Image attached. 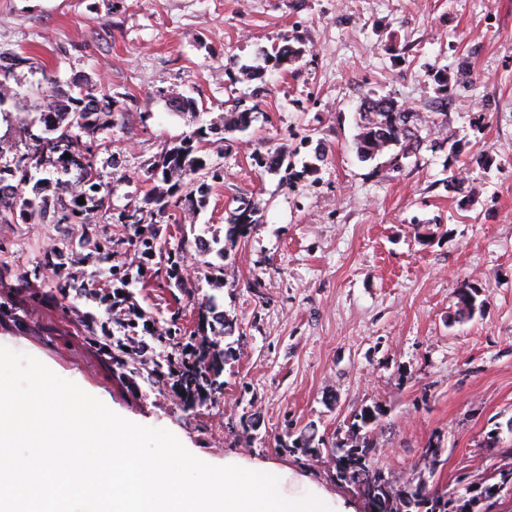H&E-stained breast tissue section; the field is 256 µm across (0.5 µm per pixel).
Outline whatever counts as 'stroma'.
Masks as SVG:
<instances>
[{"label": "stroma", "mask_w": 512, "mask_h": 512, "mask_svg": "<svg viewBox=\"0 0 512 512\" xmlns=\"http://www.w3.org/2000/svg\"><path fill=\"white\" fill-rule=\"evenodd\" d=\"M302 54L276 66L272 47ZM39 64L0 86V167L25 151L36 89L106 94L119 102L93 131L101 191L91 225L0 224V346L28 353L119 416L171 431L205 462L256 459L308 479L367 512L336 477V438L351 416L379 406L375 463L398 488L466 497L512 449V0H0V59ZM472 82L456 84L459 60ZM449 77L440 87L436 75ZM265 88L261 99L251 96ZM388 96L422 113L419 154L361 161V103ZM195 98L176 112L173 98ZM248 130L213 145L224 180L204 208L157 224L159 249H182L190 289L166 287L154 263L127 244L113 212L152 187L147 170L197 128L220 132L234 106ZM286 155L270 171L254 157ZM481 155L485 165L473 156ZM464 193L448 186L454 170ZM261 203L256 228L226 240L240 200ZM112 243L101 261L85 238ZM65 250L66 280L44 270ZM143 270L129 289L149 329L128 339L127 311L112 305L111 268ZM484 307L460 319L458 292ZM213 304L232 333L214 399L187 405L166 378L199 316ZM183 334L161 338L171 317ZM127 348L139 373L110 355ZM314 426L318 454L286 447ZM498 437L489 444L488 433ZM442 450L429 471L423 450Z\"/></svg>", "instance_id": "obj_1"}]
</instances>
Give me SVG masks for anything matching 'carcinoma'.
Listing matches in <instances>:
<instances>
[{"label": "carcinoma", "mask_w": 512, "mask_h": 512, "mask_svg": "<svg viewBox=\"0 0 512 512\" xmlns=\"http://www.w3.org/2000/svg\"><path fill=\"white\" fill-rule=\"evenodd\" d=\"M300 50L289 44L272 49L268 58L277 64L299 59ZM52 101L40 112L39 122L43 125L42 133L30 134L31 144L20 154L15 165L0 168V184L8 183L11 195L0 197V224H10L21 218L29 224H90L91 217L85 205L78 198L95 192L97 183L92 181L91 168L98 145L94 140L82 141L77 131H93L100 126V120L112 116L116 101L107 95L100 97L85 95L74 96L67 92L50 94ZM251 113L243 110L231 115L224 124V132H243L248 128ZM359 133L356 136L357 151L364 159L390 151L392 158L401 154L408 157L417 153L423 139L419 134L417 113L404 105L386 97L366 98L359 112ZM214 144L209 139L206 129L200 127L179 142L164 148L159 157L152 162L147 171L148 179L166 184V187H154L142 199V205L120 210L115 223L129 229L134 234L128 237V243L142 257L156 261L159 270L167 277L168 286L174 288L188 287V280L183 276L182 252L162 251L156 248L158 230L144 235L139 229L144 212L156 215L160 221H169L178 213L190 208H202L206 202L208 185L201 183L197 188L188 187L184 178L207 168L205 151ZM70 158H64L65 154ZM71 169L83 173V182L79 189L69 192V197L52 203L48 192L50 189L64 190V181L53 180L49 174L67 172ZM209 169V168H207ZM48 173L46 177H36L35 173ZM213 181L224 180V171L219 167L209 169ZM260 211L256 200H244L227 218L226 238L229 241L246 236L256 224L255 215ZM44 266L58 276H65L64 253L54 250L45 256ZM129 285V273L112 270V286L116 287L113 303L117 306L127 302L129 295L125 287ZM484 301L478 300V291L464 284L459 290V308L456 315L460 318L472 316V309L479 308ZM231 356L230 350L219 351L205 336L201 337L197 347L196 359L199 366L188 369L183 377L179 391L185 398L199 399L210 396L222 389L223 383L218 377L224 369L226 360ZM364 412L352 416L348 434L336 439L332 447L336 455L343 459L349 455L374 459L376 444L370 434L364 432ZM336 476L347 485L354 487L364 498L369 512H469L471 500L454 504V500L440 495L419 500L404 496L403 490L395 486L390 475L375 463L369 469L346 477L341 468H336ZM496 482L483 487L486 497L493 496L504 488H512V467L505 466L495 476Z\"/></svg>", "instance_id": "carcinoma-1"}]
</instances>
